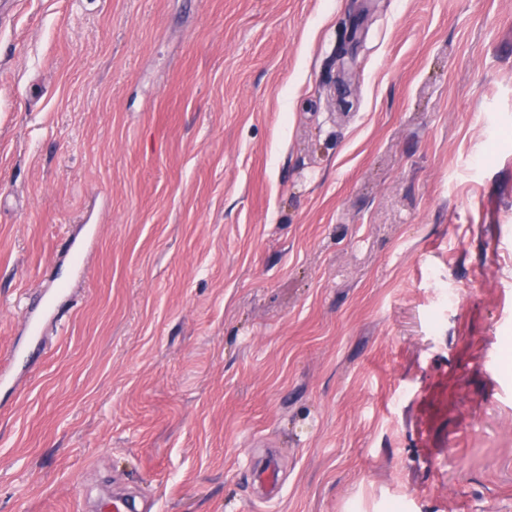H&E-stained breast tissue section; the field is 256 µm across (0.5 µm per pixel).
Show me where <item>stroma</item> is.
Masks as SVG:
<instances>
[{"instance_id":"35a3bbf8","label":"stroma","mask_w":512,"mask_h":512,"mask_svg":"<svg viewBox=\"0 0 512 512\" xmlns=\"http://www.w3.org/2000/svg\"><path fill=\"white\" fill-rule=\"evenodd\" d=\"M0 369V512H512V0H0Z\"/></svg>"}]
</instances>
